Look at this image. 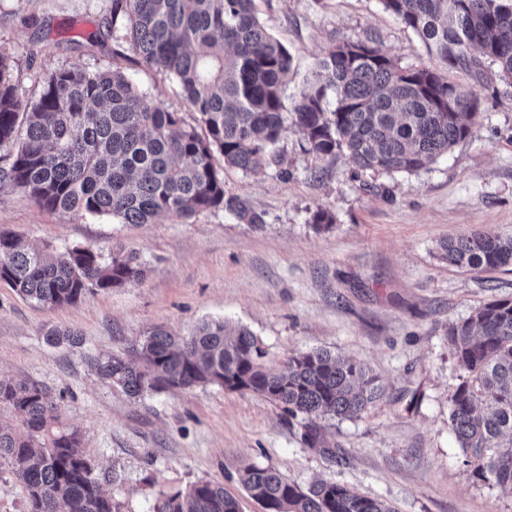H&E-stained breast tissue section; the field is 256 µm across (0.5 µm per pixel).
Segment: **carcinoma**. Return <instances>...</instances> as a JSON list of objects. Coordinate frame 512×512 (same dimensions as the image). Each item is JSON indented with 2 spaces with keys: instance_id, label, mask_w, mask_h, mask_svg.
<instances>
[{
  "instance_id": "carcinoma-1",
  "label": "carcinoma",
  "mask_w": 512,
  "mask_h": 512,
  "mask_svg": "<svg viewBox=\"0 0 512 512\" xmlns=\"http://www.w3.org/2000/svg\"><path fill=\"white\" fill-rule=\"evenodd\" d=\"M255 0H112V20L138 64L176 81L195 124L149 105L122 72L63 70L24 104L0 56V150L13 154L8 181L37 206L108 215L123 224L189 220L223 208L248 224L262 218L239 196H224V165L261 175L283 158L288 127L316 160L346 153L359 171L413 174L472 132L479 99L450 78L459 66L495 67L512 81V0H381L422 39L433 67L401 66L381 48L347 42L318 60V83L288 109L292 56L258 20ZM466 270L512 267V237L477 230L441 244ZM133 255L81 246L28 248L0 232V280L48 308L94 290L143 278ZM459 370L448 421L464 464L480 480L512 491V299H496L448 327ZM137 360L88 358L101 380L130 397L217 385L252 391L300 419L304 442L334 455L319 419L367 412L383 388L364 365L314 349L266 366L261 340L243 326L205 320L180 335L158 327L138 341ZM24 490L26 512H113L83 433L61 421L59 404L33 380L0 377V466ZM239 481L271 512H394L384 501L331 481L306 487L275 470L244 467ZM155 512H239L220 484L200 480L163 496Z\"/></svg>"
}]
</instances>
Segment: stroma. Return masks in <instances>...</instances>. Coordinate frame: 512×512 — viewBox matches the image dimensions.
<instances>
[{"label": "stroma", "mask_w": 512, "mask_h": 512, "mask_svg": "<svg viewBox=\"0 0 512 512\" xmlns=\"http://www.w3.org/2000/svg\"><path fill=\"white\" fill-rule=\"evenodd\" d=\"M259 19L292 54L289 100L316 81L317 60L346 42H375L404 67L432 63L420 38L380 0H255ZM112 26V0H0V53L26 100L61 70L121 68L160 104L193 120L178 85L144 70ZM481 102L469 138L413 174L358 172L346 153L316 163L296 129L282 168L224 172L225 195L245 199L262 224L224 209L183 221L122 224L109 216L48 211L0 183V231L56 251L85 246L135 255L142 280L45 308L0 281V377L30 379L85 435L116 512H153L160 493L199 480L223 484L240 512H262L239 482L243 467L276 470L307 486L325 479L390 504L395 512H512V492L462 463L448 424L458 372L446 339L476 308L512 298V270L463 271L442 242L488 228L512 235V83L494 69L452 71ZM287 176H280V169ZM333 215L329 228L312 217ZM223 318L247 327L275 369L289 356L327 349L370 368L383 398L355 418L323 420L335 455L308 447L297 420L250 391L218 386L132 398L92 374L86 356H133L162 326L189 333ZM71 330L81 345L46 340Z\"/></svg>", "instance_id": "obj_1"}]
</instances>
